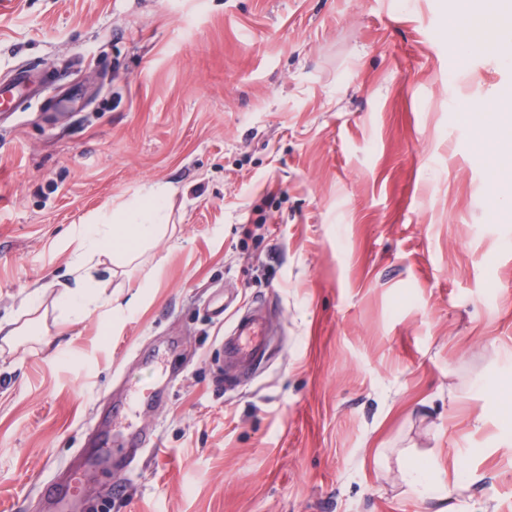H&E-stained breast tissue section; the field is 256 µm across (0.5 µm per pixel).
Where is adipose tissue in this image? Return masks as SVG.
<instances>
[{"mask_svg": "<svg viewBox=\"0 0 512 512\" xmlns=\"http://www.w3.org/2000/svg\"><path fill=\"white\" fill-rule=\"evenodd\" d=\"M448 31L457 39L463 55L487 48L502 62H512V0H489L482 7L476 0H455ZM461 118L471 129L473 144L492 174L493 207L503 219L511 220L512 100L499 98L463 106ZM169 192L166 185H153L118 215L104 213L80 225L72 262L76 285L59 295L68 318L80 320L103 307L118 312L132 307V300L123 301L101 291L100 257L111 252L113 264L119 267L138 261L168 229Z\"/></svg>", "mask_w": 512, "mask_h": 512, "instance_id": "1", "label": "adipose tissue"}]
</instances>
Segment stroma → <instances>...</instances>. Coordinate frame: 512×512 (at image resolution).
Segmentation results:
<instances>
[{
    "label": "stroma",
    "mask_w": 512,
    "mask_h": 512,
    "mask_svg": "<svg viewBox=\"0 0 512 512\" xmlns=\"http://www.w3.org/2000/svg\"><path fill=\"white\" fill-rule=\"evenodd\" d=\"M451 6L0 0V78L50 75L0 126V319L50 305L49 344L0 353V512L80 454L82 512H512V223L457 114L512 65L459 66ZM157 183L136 311L59 329L75 227ZM258 305L278 339L227 388ZM405 481L411 489L421 495L433 497L438 494L442 496L443 488L440 480L427 467L409 464L405 469Z\"/></svg>",
    "instance_id": "1"
}]
</instances>
